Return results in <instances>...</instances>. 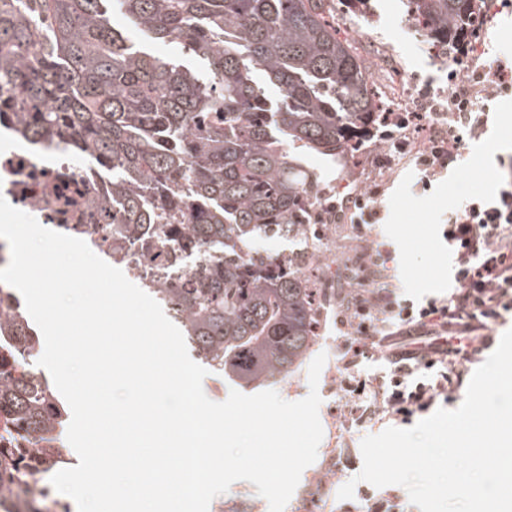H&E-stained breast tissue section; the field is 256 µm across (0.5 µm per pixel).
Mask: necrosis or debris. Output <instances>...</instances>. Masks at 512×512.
Listing matches in <instances>:
<instances>
[{"mask_svg":"<svg viewBox=\"0 0 512 512\" xmlns=\"http://www.w3.org/2000/svg\"><path fill=\"white\" fill-rule=\"evenodd\" d=\"M0 196L44 227L83 239L140 287L158 288L187 273L183 267L159 269L150 239L113 240L111 211L94 205L112 197L111 167L77 163L73 150L21 136L9 112L0 114Z\"/></svg>","mask_w":512,"mask_h":512,"instance_id":"obj_1","label":"necrosis or debris"}]
</instances>
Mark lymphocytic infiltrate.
Instances as JSON below:
<instances>
[{
	"label": "lymphocytic infiltrate",
	"instance_id": "lymphocytic-infiltrate-1",
	"mask_svg": "<svg viewBox=\"0 0 512 512\" xmlns=\"http://www.w3.org/2000/svg\"><path fill=\"white\" fill-rule=\"evenodd\" d=\"M448 75V103L422 104L420 111L389 117L381 139L399 149L414 147L427 176L454 163L465 141L483 135L489 120L481 101L512 98V56L481 59L469 47L456 56ZM453 256L455 288L445 298L406 297L380 248L362 257L352 286L344 292L339 317L347 331L344 369L379 357L387 376L354 378L351 390L368 396L363 423L402 424L451 400L479 361L504 313L512 311V161L495 192L450 211L442 231Z\"/></svg>",
	"mask_w": 512,
	"mask_h": 512
}]
</instances>
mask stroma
Segmentation results:
<instances>
[{
    "instance_id": "obj_1",
    "label": "stroma",
    "mask_w": 512,
    "mask_h": 512,
    "mask_svg": "<svg viewBox=\"0 0 512 512\" xmlns=\"http://www.w3.org/2000/svg\"><path fill=\"white\" fill-rule=\"evenodd\" d=\"M338 22L341 28L360 34L357 48L376 82H383L386 72L393 68L407 71L412 106L447 92L449 58L416 32L407 17L406 0H370L366 13L342 14ZM491 111L486 134L467 142L456 167L430 178L427 188L422 185L424 172L407 155L397 157L390 174H383L375 164L379 149L372 140L358 152L338 156L331 164L326 163L324 155L297 152L298 164L315 178L318 190H332L333 201H342L348 192H366L374 185L381 186L382 192L374 205L377 222L368 237H361L352 221L333 219L325 223L323 235L275 239L261 245L273 255H303L320 268L322 309L312 352L327 356L318 384L323 428L318 454L327 457L328 462L322 470L314 464L308 466L300 478V487L317 491V500L308 505L299 497H291L285 512H368L364 499L368 482L358 481L353 498L347 500L322 491L337 475L357 476L363 466L360 443L368 434L348 409L351 396L337 384L343 333L337 322L338 294L348 284L350 269L370 240L385 243L390 264L397 268L410 297L421 299L451 288V253L441 226L464 197L488 196L490 181L498 177V157L512 156V99L493 102Z\"/></svg>"
}]
</instances>
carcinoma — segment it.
Here are the masks:
<instances>
[{
  "mask_svg": "<svg viewBox=\"0 0 512 512\" xmlns=\"http://www.w3.org/2000/svg\"><path fill=\"white\" fill-rule=\"evenodd\" d=\"M443 51L465 39L475 0H410ZM179 44L208 79L148 53ZM26 132L112 165V238L158 248L187 229L186 281L155 288L196 356L246 385L291 376L317 339L316 281L299 256L259 243L305 236L314 182L289 148L327 156L365 141L385 102L332 0H0V97ZM0 496L49 474L32 436L65 410L25 362L38 337L20 305L0 318Z\"/></svg>",
  "mask_w": 512,
  "mask_h": 512,
  "instance_id": "obj_1",
  "label": "carcinoma"
}]
</instances>
